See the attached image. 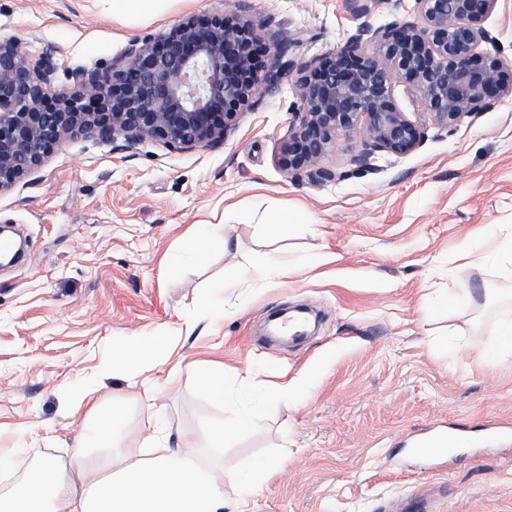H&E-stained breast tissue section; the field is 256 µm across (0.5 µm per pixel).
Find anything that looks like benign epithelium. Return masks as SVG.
<instances>
[{"label": "benign epithelium", "instance_id": "benign-epithelium-1", "mask_svg": "<svg viewBox=\"0 0 512 512\" xmlns=\"http://www.w3.org/2000/svg\"><path fill=\"white\" fill-rule=\"evenodd\" d=\"M415 2L417 21L362 27L333 56L301 67V109L278 157L285 173L305 171L319 184L336 180L322 160L339 132L364 140L366 151L354 159L362 169L376 151L416 149L424 131L394 104L397 78L449 130L512 97V70L477 53L493 41L483 22L498 0ZM260 27L242 11L188 16L161 37L131 45L107 70L71 71L65 88L55 85L52 51L34 57L20 40H0V195L78 133L128 144L158 140L173 150L222 142L238 111L280 82L260 64ZM365 43L380 44L385 60L365 56Z\"/></svg>", "mask_w": 512, "mask_h": 512}]
</instances>
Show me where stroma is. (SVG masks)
<instances>
[{
    "mask_svg": "<svg viewBox=\"0 0 512 512\" xmlns=\"http://www.w3.org/2000/svg\"><path fill=\"white\" fill-rule=\"evenodd\" d=\"M241 6L262 24V65L282 77L223 143L175 151L77 135L0 195V225L26 241L23 260L0 269V450L10 455L0 493L45 459L69 461L95 405L122 411L116 444L137 460L155 439L174 445L234 416L250 390L251 424L224 450L200 451L227 478L279 462L243 512H404L415 498L426 512H512V432L470 442L490 423L512 429V358L480 354L512 293L495 256L512 237V98L450 131L399 79L392 99L425 133L414 151H378L360 169L363 140L341 133L322 161L335 181L278 165L300 68L360 27L415 21L414 0H169L156 17L114 16L110 0H0V38L35 56L53 49L62 87L68 70L111 67L186 16ZM484 26L494 41L479 53L512 66V0H498ZM285 211L305 219L269 234ZM201 224L224 225L228 249L188 254ZM262 255L322 261L263 285L250 269ZM299 306L319 314L317 330L300 344L265 341L268 316ZM158 335L171 355L149 374L152 396L122 372L68 412L62 386L113 345ZM201 363L223 368V400L196 383ZM444 430L461 443L441 468L414 443Z\"/></svg>",
    "mask_w": 512,
    "mask_h": 512,
    "instance_id": "35a3bbf8",
    "label": "stroma"
}]
</instances>
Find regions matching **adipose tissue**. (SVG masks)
<instances>
[{"label": "adipose tissue", "mask_w": 512, "mask_h": 512, "mask_svg": "<svg viewBox=\"0 0 512 512\" xmlns=\"http://www.w3.org/2000/svg\"><path fill=\"white\" fill-rule=\"evenodd\" d=\"M121 424V411L97 409L75 462L35 466L0 494V512H224V482L200 461L198 439H183L177 450L164 442L148 459L119 465L112 440Z\"/></svg>", "instance_id": "obj_1"}]
</instances>
